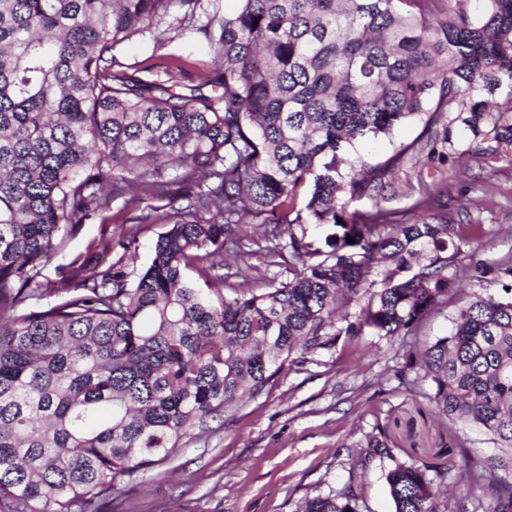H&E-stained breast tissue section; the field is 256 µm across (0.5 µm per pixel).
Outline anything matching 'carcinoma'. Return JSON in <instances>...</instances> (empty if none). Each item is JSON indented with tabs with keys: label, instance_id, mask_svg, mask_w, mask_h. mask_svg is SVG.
Returning <instances> with one entry per match:
<instances>
[{
	"label": "carcinoma",
	"instance_id": "cac0c4a2",
	"mask_svg": "<svg viewBox=\"0 0 512 512\" xmlns=\"http://www.w3.org/2000/svg\"><path fill=\"white\" fill-rule=\"evenodd\" d=\"M433 2L241 0L200 27L220 67L184 85L182 58L147 81L112 48L186 34L200 0H0L1 507L99 512L284 366L342 336H409L451 303L448 334L402 369L497 448L466 458L462 512H512V254L476 268L496 288L455 296L471 267L454 226L399 224L379 204L407 149L376 166L360 155L410 120L448 150L460 122L486 161L512 148V0H448L443 19ZM126 193L163 202L149 263L132 276L135 234L115 261L102 238L50 287L54 257ZM364 198L371 209H350ZM242 211L288 278L256 288L263 275L246 274L229 300L224 254L255 269ZM310 224L332 227L323 246ZM448 470L394 462L395 512H437ZM301 512H358L357 495Z\"/></svg>",
	"mask_w": 512,
	"mask_h": 512
}]
</instances>
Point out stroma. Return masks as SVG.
<instances>
[{
    "label": "stroma",
    "instance_id": "stroma-1",
    "mask_svg": "<svg viewBox=\"0 0 512 512\" xmlns=\"http://www.w3.org/2000/svg\"><path fill=\"white\" fill-rule=\"evenodd\" d=\"M206 22L205 14H198L197 31L162 44L139 37L117 46L114 55L137 74L149 58L183 57L182 81L197 84L213 66L199 31ZM423 128L420 121L404 124L361 151L372 165L405 153L391 173L395 191L384 208L408 224L433 217L456 225L467 239L458 257L462 264L489 265L511 253L512 160L489 164L470 158L471 137L460 130L454 149L462 162L450 165L425 150ZM158 205L126 195L110 199L104 212L84 222L46 269V278L59 281V267L90 256L91 242L104 236L116 240L131 229L137 263L146 265L163 229ZM450 313L447 307L431 311L411 336L367 333L339 340L302 366L284 370L260 395L208 420L173 459L124 480L100 512H300L306 499L335 495L350 485L360 512H394L386 484L394 462L432 458L453 437L471 454L495 451L485 435L450 427L419 388L396 377L406 350L447 334ZM377 431L384 432L391 457H367L366 436Z\"/></svg>",
    "mask_w": 512,
    "mask_h": 512
}]
</instances>
